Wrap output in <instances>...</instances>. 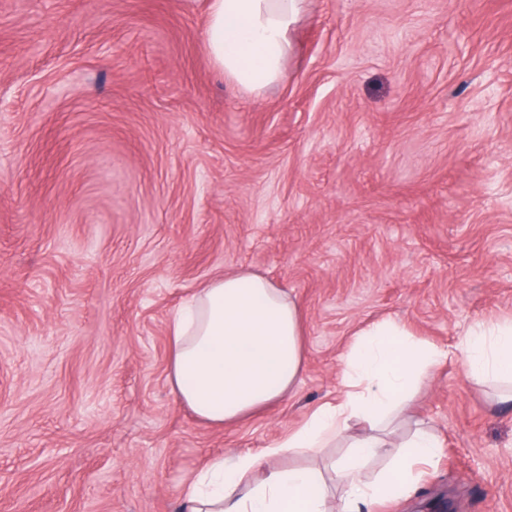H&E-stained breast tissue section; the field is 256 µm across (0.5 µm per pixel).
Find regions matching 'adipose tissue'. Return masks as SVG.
Segmentation results:
<instances>
[{"label":"adipose tissue","instance_id":"adipose-tissue-1","mask_svg":"<svg viewBox=\"0 0 512 512\" xmlns=\"http://www.w3.org/2000/svg\"><path fill=\"white\" fill-rule=\"evenodd\" d=\"M305 0H208L203 41L233 84L261 90L275 83L292 48ZM303 315L272 280L241 270L208 282L169 325V379L200 420L223 427L289 397L301 377ZM463 367L478 385H512V320L478 322L463 343ZM444 351L416 339L396 321L362 329L343 363L340 397L314 408L286 438L257 453L211 459L183 491L186 512H360L408 494L417 465L443 446L409 404ZM409 424L400 452L377 475L368 468L396 427ZM360 433H353V426ZM343 445L326 469L293 466Z\"/></svg>","mask_w":512,"mask_h":512}]
</instances>
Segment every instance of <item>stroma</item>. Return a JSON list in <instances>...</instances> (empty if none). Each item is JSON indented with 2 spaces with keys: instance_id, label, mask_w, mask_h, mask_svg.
I'll use <instances>...</instances> for the list:
<instances>
[{
  "instance_id": "1",
  "label": "stroma",
  "mask_w": 512,
  "mask_h": 512,
  "mask_svg": "<svg viewBox=\"0 0 512 512\" xmlns=\"http://www.w3.org/2000/svg\"><path fill=\"white\" fill-rule=\"evenodd\" d=\"M205 0H0V512H182L211 458L342 392L389 318L451 349L512 318V0H308L280 79L206 52ZM247 268L297 297V391L221 429L168 380L171 315ZM452 358L407 499L512 512V409Z\"/></svg>"
}]
</instances>
